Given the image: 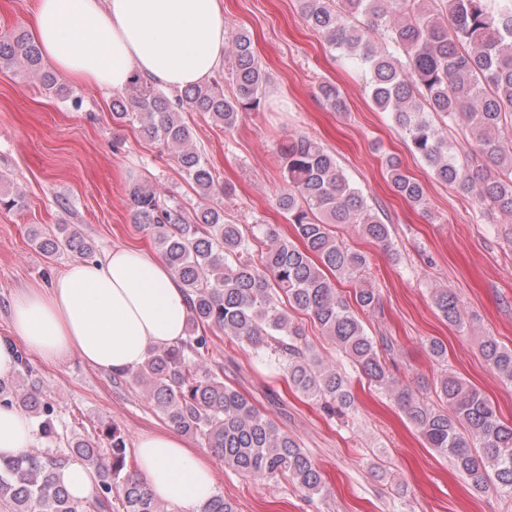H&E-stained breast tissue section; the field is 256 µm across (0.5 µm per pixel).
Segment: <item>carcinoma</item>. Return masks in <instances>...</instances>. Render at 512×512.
Masks as SVG:
<instances>
[{
  "label": "carcinoma",
  "instance_id": "1",
  "mask_svg": "<svg viewBox=\"0 0 512 512\" xmlns=\"http://www.w3.org/2000/svg\"><path fill=\"white\" fill-rule=\"evenodd\" d=\"M304 20L321 31L330 47L355 54L367 66L374 105L391 114L395 128L430 169L433 178L456 187L489 211L512 215V0H439L422 11L420 0H300ZM232 61L220 83L190 85L170 97L135 77L127 96L112 100V122L137 125L142 139L175 154L197 200L186 207L165 197L148 180L128 185L133 224L180 281L190 301L187 336L177 346L153 348L134 372L120 378L144 389L177 432L224 460V466L259 481L280 477L308 497L326 491L323 476L300 443L280 430L250 400L224 382V367L213 355L216 331L251 348L282 368L288 386L330 412L352 405L349 379L342 368L323 360L305 340L302 328L280 306L309 315L353 366L375 385L392 392L398 407L438 454L452 460L474 488L512 495V424L500 420L494 404L478 389L449 373L440 379V406L418 399L396 384L358 314L338 294L332 278L360 279L369 264L331 232L333 224H353L367 238L389 244V226L350 183L336 158L306 137L280 147L288 188L276 204L292 225L295 239L266 224L250 232L214 205L220 182L194 143L181 113L200 112L224 130L235 129L244 112L259 109L268 76L250 37L231 40ZM40 77L44 87L62 94L66 85L50 71L39 46L20 31L0 33V66ZM317 93L334 112L346 110L339 87L321 82ZM462 121L475 141V154L494 168L482 172L458 163L444 134ZM385 169L394 191L425 206L420 182L398 160ZM24 197L0 192V208L21 211ZM47 253L93 256V246L77 228L66 225L53 237L35 239ZM261 252V264L253 253ZM377 294L361 288L355 302L375 307ZM433 304L448 323L463 325L457 297L440 288ZM486 361L512 383V349L488 337ZM18 371L0 381V404L14 405L37 421L42 452L27 450L0 459V512H173L154 499L129 464L126 438L105 423L92 438L73 437L61 445L57 408L33 374L25 353L16 350ZM74 459L97 472L92 498L73 496L57 472ZM200 512H235L216 494Z\"/></svg>",
  "mask_w": 512,
  "mask_h": 512
}]
</instances>
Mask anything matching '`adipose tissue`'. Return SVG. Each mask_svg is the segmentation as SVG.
Here are the masks:
<instances>
[{
    "label": "adipose tissue",
    "instance_id": "adipose-tissue-1",
    "mask_svg": "<svg viewBox=\"0 0 512 512\" xmlns=\"http://www.w3.org/2000/svg\"><path fill=\"white\" fill-rule=\"evenodd\" d=\"M31 33L67 79L126 89L133 76L177 90L207 80L227 41L222 0H35ZM188 299L167 264L148 250L117 245L101 258L71 262L51 287L15 296L11 332L49 364L76 356L111 373L133 371L153 347L186 336ZM35 425L0 405V457L30 448ZM138 474L157 499L197 512L217 491L208 454L179 433H142Z\"/></svg>",
    "mask_w": 512,
    "mask_h": 512
}]
</instances>
